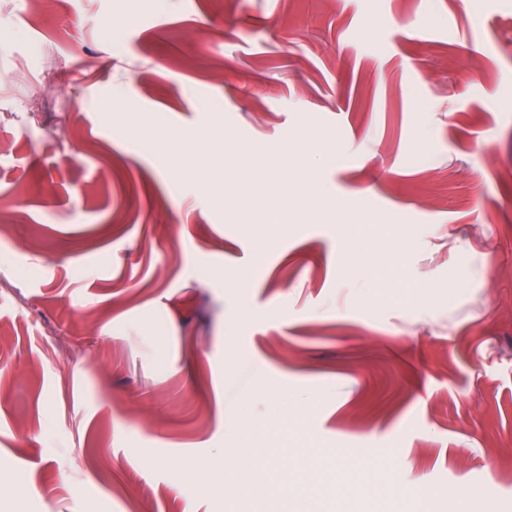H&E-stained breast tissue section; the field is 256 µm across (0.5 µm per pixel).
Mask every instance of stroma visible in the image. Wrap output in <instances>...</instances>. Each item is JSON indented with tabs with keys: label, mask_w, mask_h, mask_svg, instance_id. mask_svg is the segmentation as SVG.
<instances>
[{
	"label": "stroma",
	"mask_w": 512,
	"mask_h": 512,
	"mask_svg": "<svg viewBox=\"0 0 512 512\" xmlns=\"http://www.w3.org/2000/svg\"><path fill=\"white\" fill-rule=\"evenodd\" d=\"M40 17L0 0V512H512V0Z\"/></svg>",
	"instance_id": "1"
}]
</instances>
